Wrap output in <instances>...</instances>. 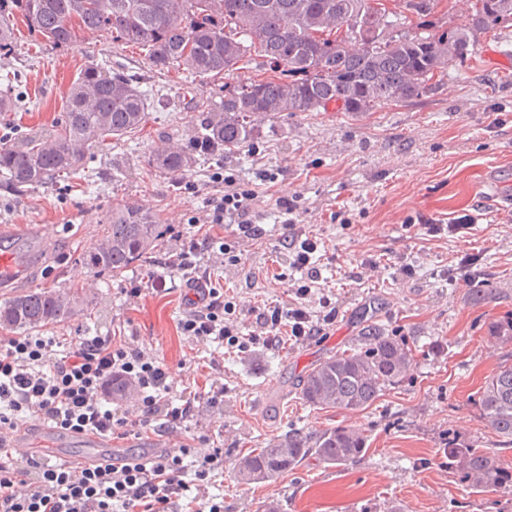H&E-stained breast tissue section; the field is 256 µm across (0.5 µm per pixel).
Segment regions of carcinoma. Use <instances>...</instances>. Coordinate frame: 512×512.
Wrapping results in <instances>:
<instances>
[{
  "mask_svg": "<svg viewBox=\"0 0 512 512\" xmlns=\"http://www.w3.org/2000/svg\"><path fill=\"white\" fill-rule=\"evenodd\" d=\"M0 0V50L14 46L20 15L57 46L77 45L87 32L147 49L151 67L175 66L206 78L257 62L274 75L252 77L224 92L186 144L157 152L155 166L174 179L196 159H219L251 142L253 118L328 110L351 115L385 101L410 102L439 87L448 70L471 55L483 34L512 23V0H475L469 23L431 20L441 0ZM420 19L418 31L405 25ZM12 82L0 90V113L18 104ZM150 98L127 75L90 64L71 83L59 124L20 144L0 141V187L23 193L81 169L87 151L144 128ZM165 233L146 212L112 213L100 239L83 253L86 265L116 277L154 253ZM77 296L68 289L31 291L0 305V325L26 332L70 319ZM408 350L369 326L355 351L326 358L299 382L305 403L322 409L364 410L411 370ZM480 417L512 446V364L479 392ZM366 436L338 426L315 440L298 432L238 456L241 480L269 481L313 457L344 465L366 451ZM448 471L481 492L512 483V467L482 448L448 442Z\"/></svg>",
  "mask_w": 512,
  "mask_h": 512,
  "instance_id": "cac0c4a2",
  "label": "carcinoma"
}]
</instances>
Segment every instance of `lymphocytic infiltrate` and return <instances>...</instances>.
Returning <instances> with one entry per match:
<instances>
[{
    "instance_id": "lymphocytic-infiltrate-1",
    "label": "lymphocytic infiltrate",
    "mask_w": 512,
    "mask_h": 512,
    "mask_svg": "<svg viewBox=\"0 0 512 512\" xmlns=\"http://www.w3.org/2000/svg\"><path fill=\"white\" fill-rule=\"evenodd\" d=\"M206 221L236 222L237 237L262 238L264 231L249 219V194L232 191L206 202ZM236 239L223 237L198 240L178 237L165 264L167 272H178L195 282L202 255L229 256ZM318 242L312 236H294L288 250L293 268L307 269L309 284L299 286L293 302L253 309L255 327L264 344L279 342L282 329L302 338L317 328L305 299ZM235 307L216 290L190 298L179 328L183 335L202 342H237L226 321ZM130 381L138 391L137 416L123 404L107 397L113 379ZM166 365L140 347L115 343L109 336H75L60 342L52 336L24 335L0 339V447L26 415L43 418L53 427L75 433L95 432L127 437L148 429L157 434L180 428L189 420L194 404H174L170 397ZM180 453L160 452L147 459L123 464L99 462L81 470L47 459L18 460L0 456V512H176L188 487L182 479L184 459Z\"/></svg>"
}]
</instances>
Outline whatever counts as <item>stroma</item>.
Returning <instances> with one entry per match:
<instances>
[{"instance_id": "obj_1", "label": "stroma", "mask_w": 512, "mask_h": 512, "mask_svg": "<svg viewBox=\"0 0 512 512\" xmlns=\"http://www.w3.org/2000/svg\"><path fill=\"white\" fill-rule=\"evenodd\" d=\"M16 28L15 47L0 55V77L18 78L24 106L0 115V136L18 142L50 129L67 88L91 63L123 67L155 106L141 131L90 150L76 176L23 194L0 190V239L31 247L28 272L0 290V303L33 290L72 289L80 296L78 315L43 328V335L134 337L163 360L173 398L194 401L181 442L199 453L224 451V467L207 485L209 496L223 498L224 512H266L271 503L279 512H512V484L476 491L441 458L452 439L512 466V448L476 405L486 380L512 363V343L490 335L492 324L512 318V205L484 196L490 177L512 193V27L482 36L444 85L415 101H387L359 117L320 111L257 118L252 142L223 160L197 161L178 180L153 165L155 151L183 144L203 106L219 103L225 85L250 77V70L200 80L152 68L145 49L102 32L58 47L24 21ZM230 188L251 194L249 217L265 234L241 241L237 265L202 259L200 287L234 302L244 337L254 329L252 307L289 303L310 284L311 314L322 318L325 298L336 310L321 333L243 350L203 344L178 328L190 292L181 275L168 276L164 291L146 289L177 234L212 235L210 225L190 221L204 215L207 198ZM281 197L296 208V232L318 240L317 282L283 264ZM128 205L151 212L166 236L151 259L122 275L96 273L82 254L113 209ZM465 214L474 222L463 235L431 236L424 227ZM44 237L54 242L47 252L37 246ZM469 254L474 263L461 267ZM138 284L141 297L127 300L125 289ZM370 324L411 351L410 373L356 412L300 400L296 387L305 372L357 346ZM217 387L224 395L214 402ZM336 426L364 432L360 459L340 467L310 459L263 483L237 478L239 453L293 429L313 438ZM43 427L40 417H27L30 454L56 451L75 461L88 455L78 437L51 449Z\"/></svg>"}]
</instances>
